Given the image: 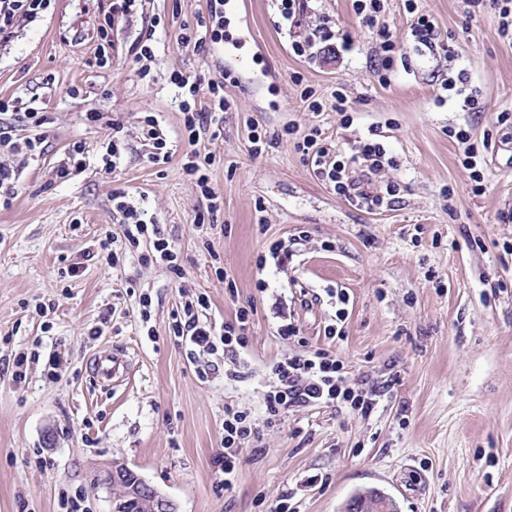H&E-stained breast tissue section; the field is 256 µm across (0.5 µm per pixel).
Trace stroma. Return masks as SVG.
Wrapping results in <instances>:
<instances>
[{"label":"stroma","mask_w":512,"mask_h":512,"mask_svg":"<svg viewBox=\"0 0 512 512\" xmlns=\"http://www.w3.org/2000/svg\"><path fill=\"white\" fill-rule=\"evenodd\" d=\"M108 4L56 0L0 44V99L15 104L0 114V130L13 142L43 137L32 156L0 146L17 186L11 205L0 206V512H64L66 495L110 512L101 473L115 463L178 512H272L288 496L299 512H341L369 488L399 512H512V127L497 122L512 113V38L501 35L497 12L467 0H418L435 25L431 53L403 0H387L384 20L401 53L386 70L352 0H309L298 27L281 19L275 0H237L229 25L195 51L179 36L211 26L209 0H142L113 17L102 66L98 29ZM322 16L336 34L334 53L295 55L292 42ZM148 33L150 80L129 51ZM233 37L248 60L235 72ZM174 71L223 79L234 102L223 135L195 147L215 158L207 175L222 205L211 228L193 222L198 194L182 170L193 147L168 80ZM460 73L461 92L444 90ZM337 90L347 96L350 124L328 108L309 111L303 98L309 92L328 104ZM467 95L476 99L470 112L461 108ZM34 109L50 117L38 132L23 118ZM90 109L103 120L85 122ZM148 115L173 147L167 164L146 161L136 128ZM115 120L128 147L112 169L105 158ZM255 125L274 139L257 157L248 151ZM291 125L297 135L321 128L341 147L377 130L392 162L369 190L395 182L398 198L379 209L346 202L315 178L296 135L285 133ZM459 128L478 151L479 195L452 136ZM75 141L85 153L70 180H55L53 167ZM116 189L175 245L183 279L135 258L107 264L99 242L119 229ZM278 240L290 264H260ZM78 261L84 267L71 275ZM219 267L235 290L218 280ZM260 280L266 291L257 290ZM183 287L208 295L218 325L254 303L244 378L225 377L218 355L200 377L188 346L170 336ZM143 294L151 299L146 324ZM341 306L345 335L327 338L324 327ZM285 314L304 344L278 336ZM115 347L133 375L107 389L89 367ZM306 348L335 352L355 379L380 388L376 409L366 418L333 406L290 409L280 425L262 428L232 489H220L214 459L225 405L260 412L268 364ZM22 352L40 360L18 382L13 361ZM51 354L61 361L53 373L44 364Z\"/></svg>","instance_id":"1"}]
</instances>
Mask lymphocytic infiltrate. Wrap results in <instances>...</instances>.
<instances>
[{
	"mask_svg": "<svg viewBox=\"0 0 512 512\" xmlns=\"http://www.w3.org/2000/svg\"><path fill=\"white\" fill-rule=\"evenodd\" d=\"M54 0H0V43L9 41L15 34L18 21L32 20L52 8ZM385 0H353V9L361 22L376 31L375 51L383 62H390L397 51L385 26L379 25L378 18L384 10ZM169 80L176 85L182 95L180 103L183 114L184 134L191 147L184 156L183 168L194 176L199 193L200 207L194 221L209 224L219 210L220 203L209 185L205 173L214 157L200 154L196 145L201 135L219 138L223 133L219 115L231 107L224 95V84L209 76L197 74L186 76L171 73ZM208 93L209 111L196 108L195 102L200 93ZM296 149L310 164L315 177L324 182L337 195L352 204L366 203L382 206L385 199L395 197L399 189L390 185L384 194L371 195L362 190V178L371 177L384 165L386 150L375 139H360L350 144L348 150H341L332 138L323 135L320 128H311ZM361 170V177H354V170ZM115 210L120 216V232L102 240L101 249L106 250L112 265H119L126 255L127 248L137 249L142 263H166L175 276H182L178 262V252L171 241L161 236H149L148 225L140 211L124 201L121 191H114ZM209 299L198 293L186 300L180 312L174 313L169 325V333L188 340L200 352L213 354L223 352L225 375L235 380L240 378L245 366L244 354L249 345V331L254 322V305L238 307L233 319L223 326H215L203 319V311L208 310ZM272 382L262 394V416L254 418L249 411L228 405L224 408V449L218 455L224 474L223 485L232 488L244 446L253 440H260L261 425H276L282 422L289 408L318 405H336L351 409L361 416H370L377 400L374 395L365 393L360 384L349 378L347 365L339 355L325 349H317L307 354L282 355L269 365Z\"/></svg>",
	"mask_w": 512,
	"mask_h": 512,
	"instance_id": "1",
	"label": "lymphocytic infiltrate"
}]
</instances>
